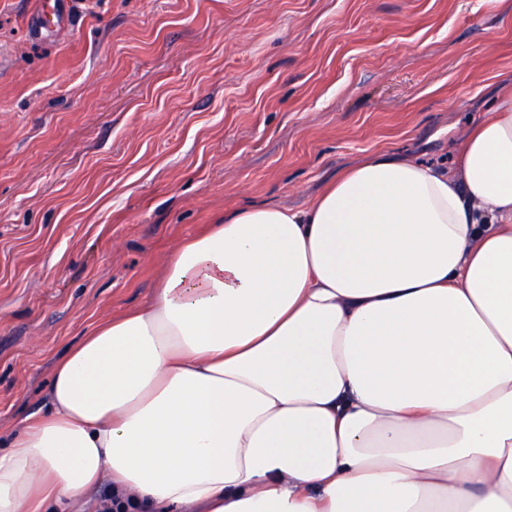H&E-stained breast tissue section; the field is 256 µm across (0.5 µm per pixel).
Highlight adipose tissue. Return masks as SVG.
<instances>
[{"label":"adipose tissue","instance_id":"obj_1","mask_svg":"<svg viewBox=\"0 0 512 512\" xmlns=\"http://www.w3.org/2000/svg\"><path fill=\"white\" fill-rule=\"evenodd\" d=\"M44 405L0 512H512V81L452 165L380 151L185 240Z\"/></svg>","mask_w":512,"mask_h":512}]
</instances>
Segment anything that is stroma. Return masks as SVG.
<instances>
[{
	"instance_id": "obj_1",
	"label": "stroma",
	"mask_w": 512,
	"mask_h": 512,
	"mask_svg": "<svg viewBox=\"0 0 512 512\" xmlns=\"http://www.w3.org/2000/svg\"><path fill=\"white\" fill-rule=\"evenodd\" d=\"M0 0V427L147 302L226 210L305 207L346 162L449 164L512 78L507 0ZM77 10L75 0H37L31 24L39 31L50 25L60 28L76 16Z\"/></svg>"
}]
</instances>
